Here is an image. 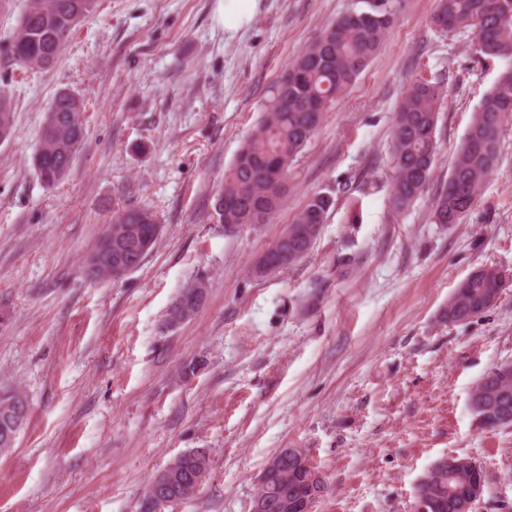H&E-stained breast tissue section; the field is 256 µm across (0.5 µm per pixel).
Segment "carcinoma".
<instances>
[{"label":"carcinoma","mask_w":512,"mask_h":512,"mask_svg":"<svg viewBox=\"0 0 512 512\" xmlns=\"http://www.w3.org/2000/svg\"><path fill=\"white\" fill-rule=\"evenodd\" d=\"M96 0H31L21 16L8 50L20 65L35 66L42 56L57 62L73 30L93 11ZM367 8L341 15L296 58L290 61L274 86L272 96L249 138L225 173L224 228L266 224L282 206L290 162L302 151L318 128L325 112L366 69L383 44L401 9V0H366ZM433 26L442 34L474 35L475 54L485 60L506 62L493 88L481 99L460 143L448 181L432 205L435 224H459L472 209L498 160V143L504 122L512 116V0H438ZM445 89L438 83L417 81L404 93L395 113L391 139L393 170L390 181L392 205L409 209L426 191L436 165L439 108ZM84 104L70 91L58 92L47 112L39 147L32 164L38 180L47 187L61 182L70 172L76 152L84 141L81 114ZM13 128L12 97L0 90V141ZM334 193H315L269 248L267 261L254 266L264 276L296 264L313 249L326 215L334 205ZM144 209L124 207L99 237L93 251L98 262L86 264L93 280H119L125 276L110 269L124 258L137 269L148 252L143 244L155 234L154 225L141 223ZM505 276L496 268L476 269L468 284L456 287L441 310V319L462 323L483 312L488 296L499 294ZM500 367L488 371L475 392L488 406L476 413L485 427L512 424V373L503 378ZM27 393L16 386L0 387V439L3 432L22 419ZM314 469L302 456L288 457L278 472L277 489L260 490L266 497L286 493L293 500L312 493L308 481ZM208 455L193 448L180 455L156 478L168 480L170 500L182 501V489L207 476ZM484 484V474L472 459L456 469H436L421 483L427 512H452L445 506L453 492L463 493L472 484Z\"/></svg>","instance_id":"obj_1"}]
</instances>
